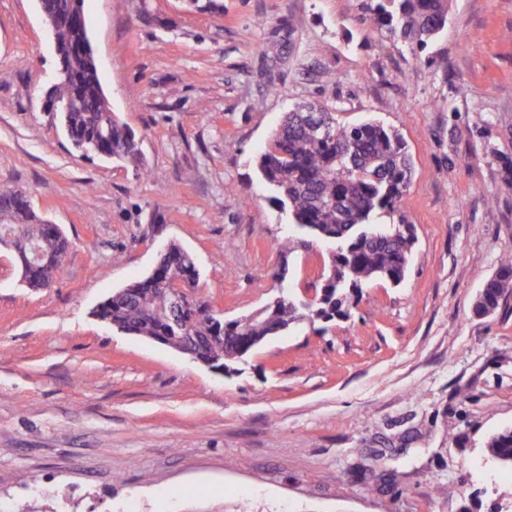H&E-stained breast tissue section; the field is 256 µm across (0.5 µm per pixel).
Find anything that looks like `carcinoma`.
<instances>
[{
	"label": "carcinoma",
	"instance_id": "cac0c4a2",
	"mask_svg": "<svg viewBox=\"0 0 512 512\" xmlns=\"http://www.w3.org/2000/svg\"><path fill=\"white\" fill-rule=\"evenodd\" d=\"M85 0H41L47 22L55 27L58 69L45 91V104L68 106L64 129L73 146L112 161L138 162L139 143L115 113L108 111L94 59L80 53L89 42L85 21L74 19ZM398 21L400 36L422 49L448 21V0H377L366 22ZM263 180L288 205L294 224L305 232L335 244L328 274L317 289L316 300L300 301L286 294L284 302L262 315L235 320L217 318L195 294L199 272L191 255L173 243L164 267L179 270L186 282L189 309L180 328L170 329V296L163 276L151 273L100 302L92 315L123 333L138 337H163L179 345L183 337L194 340L200 358L229 369L228 354L244 361L265 339L278 336L291 324L308 319L330 322L350 316L364 285L381 281L397 286L405 279L415 225L401 210L411 182L413 160L401 135L380 123L354 125L338 122L331 112L316 105L290 112L258 158ZM398 218L407 225L394 239L381 236L379 219ZM8 230L23 253L38 248L47 262L28 267L24 281L39 289L62 270L70 242L33 208L29 197L17 190L0 189V232ZM512 289V253L500 260L497 273L485 281L475 306L479 316L495 311ZM494 463L512 474V429L488 440Z\"/></svg>",
	"mask_w": 512,
	"mask_h": 512
}]
</instances>
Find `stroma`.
I'll list each match as a JSON object with an SVG mask.
<instances>
[{"mask_svg":"<svg viewBox=\"0 0 512 512\" xmlns=\"http://www.w3.org/2000/svg\"><path fill=\"white\" fill-rule=\"evenodd\" d=\"M373 4L87 0L135 166L79 157L42 107L57 58L39 0H0V188L70 242L40 290L0 252V512H512L487 453L512 429V291L473 313L512 252V0H449L421 50L366 24ZM309 102L407 143L400 287L368 284L350 318L299 322L229 376L92 317L170 242L225 318L311 297L332 245L256 164Z\"/></svg>","mask_w":512,"mask_h":512,"instance_id":"1","label":"stroma"}]
</instances>
